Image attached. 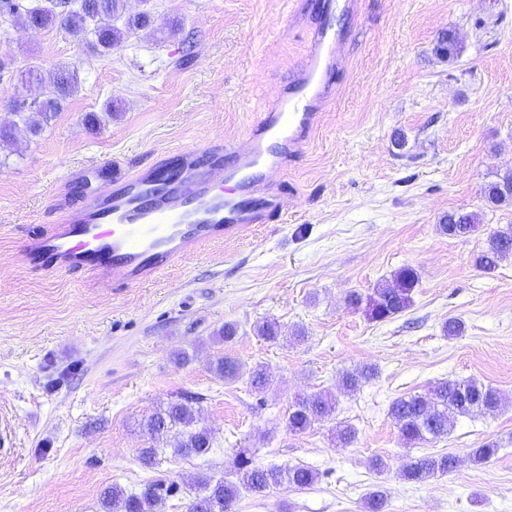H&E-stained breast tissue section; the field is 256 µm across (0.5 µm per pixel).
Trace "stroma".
Wrapping results in <instances>:
<instances>
[{
    "mask_svg": "<svg viewBox=\"0 0 512 512\" xmlns=\"http://www.w3.org/2000/svg\"><path fill=\"white\" fill-rule=\"evenodd\" d=\"M151 24L111 54L92 36L59 25H10L0 73V126L29 66L51 78L66 66L78 90L40 136L16 130L0 141V512H102L105 488L140 492L176 484L162 512H187L201 477L234 470L248 448L260 467L303 464L320 478L306 489L242 492L232 512H364L368 493L383 512H512V258L491 272L476 256L512 225V204L486 205L481 189L512 170V0H352L330 18L342 33L335 89L309 137L273 188L280 222L240 240L189 254L146 284L113 285L27 265L35 228L58 215L54 198L80 207L110 179L72 180L74 168L105 160L134 173L175 150L231 140L249 146L256 111L273 105L305 69L318 12L311 0H125ZM178 31H171V24ZM453 32L452 60L435 53ZM114 105L100 128L88 113ZM403 135L405 144L393 140ZM452 211L478 213L477 230H440ZM418 274L411 307L376 322L347 305L398 269ZM461 319L451 338L444 322ZM276 321L270 342L257 327ZM236 324L224 342V324ZM303 332L305 340L290 343ZM186 353L187 363L175 360ZM267 366L271 383L226 381L218 358ZM375 374L340 392L339 377L362 365ZM497 388L490 415L462 417L441 441L402 444L390 417L399 397L444 380ZM336 393V418L356 441L334 443L324 422L286 427L298 393ZM191 395L212 432L203 457L176 454L169 431L153 440L140 423L171 398ZM488 464L469 459L486 442ZM158 450L144 466L139 450ZM449 453L457 469L404 481L411 458ZM385 472L372 467L375 459Z\"/></svg>",
    "mask_w": 512,
    "mask_h": 512,
    "instance_id": "stroma-1",
    "label": "stroma"
}]
</instances>
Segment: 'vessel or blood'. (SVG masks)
I'll return each mask as SVG.
<instances>
[{"mask_svg": "<svg viewBox=\"0 0 512 512\" xmlns=\"http://www.w3.org/2000/svg\"><path fill=\"white\" fill-rule=\"evenodd\" d=\"M314 34L315 51L286 96L257 113L252 147L233 142L207 147L205 158L181 150L137 175L110 173L102 163L77 171L81 180L111 174L112 189L86 198L76 211L61 209L58 223L31 236L26 262L58 273H84L119 284L157 277L199 247L230 241L282 212L276 194L261 191L308 136L334 85L338 39L327 21Z\"/></svg>", "mask_w": 512, "mask_h": 512, "instance_id": "vessel-or-blood-1", "label": "vessel or blood"}]
</instances>
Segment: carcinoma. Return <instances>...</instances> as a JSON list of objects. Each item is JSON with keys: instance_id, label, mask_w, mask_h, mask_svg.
I'll return each mask as SVG.
<instances>
[{"instance_id": "1", "label": "carcinoma", "mask_w": 512, "mask_h": 512, "mask_svg": "<svg viewBox=\"0 0 512 512\" xmlns=\"http://www.w3.org/2000/svg\"><path fill=\"white\" fill-rule=\"evenodd\" d=\"M15 16L23 17L29 26L35 28L57 22L77 35L91 34L105 54L120 46L125 36L151 20L147 12L125 15V0H0V19ZM458 51V43L452 33L441 37L437 52L450 59L457 57ZM34 84L41 85V77L37 67L32 66L25 79L27 94L12 99V111L30 134L38 137L59 112L62 103L77 91L78 82L70 70L62 68L55 74L49 90L34 95ZM482 194L489 205L512 204V171L498 174L495 180L484 184ZM477 228L478 215L473 212H450L440 225L442 233L450 237H465ZM511 257L512 227L488 237L485 249L475 258V265L483 271H492ZM417 282L416 271L405 266L391 279L379 284L372 293L364 296L352 292L346 300L350 307H363L369 318L383 322L409 308L411 291ZM215 371L220 377L232 381L240 376L241 366L232 359L222 358L217 361ZM372 375L370 366L347 371L340 380L341 389L354 392ZM500 406L501 397L493 387L477 380L460 382L448 379L438 382L424 394L395 399L389 414L399 429L402 442L418 447L447 437L459 418L493 413ZM335 413L336 396L330 391L297 396L292 401L286 425L293 433H304L318 423L334 420ZM143 429L152 439L171 429L179 430L181 440L176 452L183 456H204L212 448L211 433L198 426L194 408L182 396L151 414L143 423ZM497 452V444L485 443L472 449L471 462L486 464ZM235 467L234 481H200L203 494L192 501L189 512H229L243 489L255 494L283 486L305 489L318 478L313 468L301 464L285 469L258 467L245 450L237 452ZM455 468L456 460L451 455H427L410 459L403 466L401 477L408 482L422 483L438 474L447 475ZM173 492V486L162 483L148 484L138 494H128L112 486L104 490L101 504L104 512H158L165 498Z\"/></svg>"}]
</instances>
